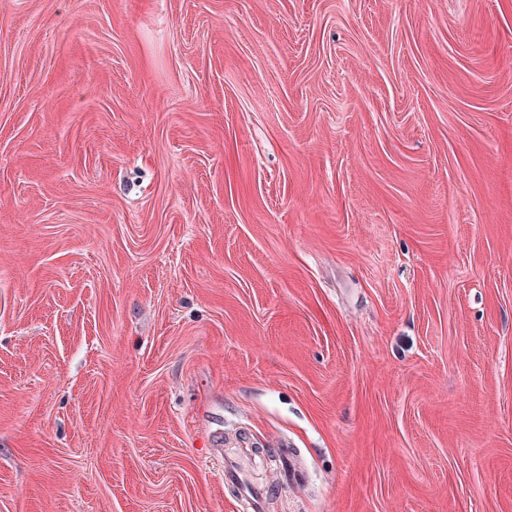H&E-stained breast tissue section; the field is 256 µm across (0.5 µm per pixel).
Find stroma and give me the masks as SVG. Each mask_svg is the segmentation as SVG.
Returning <instances> with one entry per match:
<instances>
[{
	"label": "stroma",
	"instance_id": "obj_1",
	"mask_svg": "<svg viewBox=\"0 0 512 512\" xmlns=\"http://www.w3.org/2000/svg\"><path fill=\"white\" fill-rule=\"evenodd\" d=\"M512 512V0H0V512ZM249 460L248 454L244 457H240L234 460L222 461L224 469V485L225 484H236L239 485L245 493V501L248 505V509L254 511L260 510L266 500V495L259 492H252L244 483V475L246 472V462ZM247 509V510H248Z\"/></svg>",
	"mask_w": 512,
	"mask_h": 512
}]
</instances>
